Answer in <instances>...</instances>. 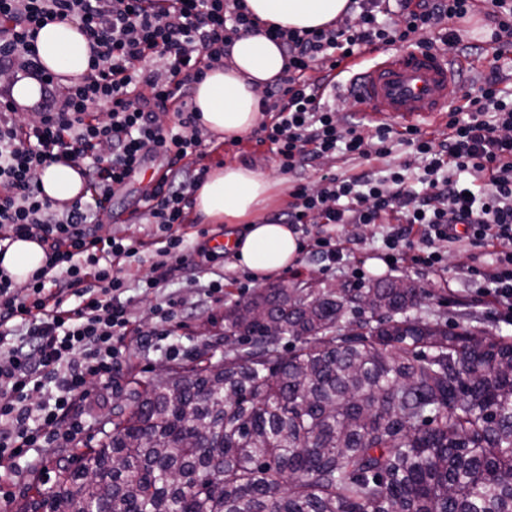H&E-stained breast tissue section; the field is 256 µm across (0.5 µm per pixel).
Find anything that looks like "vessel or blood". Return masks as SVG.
<instances>
[{
  "mask_svg": "<svg viewBox=\"0 0 512 512\" xmlns=\"http://www.w3.org/2000/svg\"><path fill=\"white\" fill-rule=\"evenodd\" d=\"M353 73L348 84H337L336 94L350 97L373 120L436 126L462 81L446 52L415 48L388 49L374 54L370 65L347 64Z\"/></svg>",
  "mask_w": 512,
  "mask_h": 512,
  "instance_id": "obj_1",
  "label": "vessel or blood"
}]
</instances>
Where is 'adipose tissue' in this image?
<instances>
[{
    "mask_svg": "<svg viewBox=\"0 0 512 512\" xmlns=\"http://www.w3.org/2000/svg\"><path fill=\"white\" fill-rule=\"evenodd\" d=\"M251 14L265 24L286 29L322 28L344 16L349 0H245ZM42 65L56 76L77 78L89 67V49L76 23L55 21L43 27L36 41ZM231 68L209 71L196 85L191 105L207 131L239 139L262 118L260 93L282 77L286 56L264 33H244L233 42ZM44 196L65 207L88 196L82 177L71 166L57 163L39 176ZM273 184L257 172L238 165L210 171L192 195V210L204 224H242L245 232L234 241L238 266L257 280L295 266L301 254L300 237L290 225L260 219L271 199ZM44 260L34 239L16 240L0 255V268L17 282L27 281Z\"/></svg>",
    "mask_w": 512,
    "mask_h": 512,
    "instance_id": "ef3b65f1",
    "label": "adipose tissue"
}]
</instances>
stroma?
I'll use <instances>...</instances> for the list:
<instances>
[{"label": "stroma", "instance_id": "1", "mask_svg": "<svg viewBox=\"0 0 512 512\" xmlns=\"http://www.w3.org/2000/svg\"><path fill=\"white\" fill-rule=\"evenodd\" d=\"M206 163L212 168L228 164L249 166L275 184L276 198L267 211L268 216L287 211L293 180L280 173L268 147L254 145L244 150L226 142L218 153L207 157ZM157 168V163H148L146 170L136 176L126 189L116 193L111 211L101 217L100 234L131 236L146 241L156 237V225L131 220L130 214L139 197L151 188L150 173ZM358 234L362 243L359 250L348 256L346 265L359 268L361 278L354 279L343 272L326 268L320 259L303 257L295 266L279 273V280L304 285L313 279L324 286L342 283L351 288H367L379 280L407 277L425 290L415 310L416 315L452 324L480 325L493 332L512 336V324L502 321L498 305L493 304L490 298L479 296L478 281L454 279L446 283L438 276L407 263L390 269L379 258L381 228L364 226L359 228ZM149 269V263L131 262L121 270L129 286V313L140 333L125 339L109 382L92 380L90 395L83 405V430L75 439L61 436L52 441L49 449L32 448L27 453L28 458L42 463L47 483L55 481L58 458L69 457L75 451L85 450L97 443L103 423L111 419L128 389L129 377L146 383L162 366L189 367L195 364L200 355L214 362L222 359L225 308L249 297L260 287L259 282L245 279L243 268L237 267L234 256L230 255L213 265L214 272L225 277L221 299L213 300L206 296L205 287L210 280L206 274L175 276L164 285L158 296L147 297L137 284ZM169 298L177 303L174 332L169 336L152 335V328L160 320L157 303ZM30 480L29 470L13 466L8 461L0 463V505H5L7 512H21Z\"/></svg>", "mask_w": 512, "mask_h": 512}]
</instances>
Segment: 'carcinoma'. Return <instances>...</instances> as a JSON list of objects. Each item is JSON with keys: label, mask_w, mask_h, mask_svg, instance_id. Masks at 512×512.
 <instances>
[{"label": "carcinoma", "mask_w": 512, "mask_h": 512, "mask_svg": "<svg viewBox=\"0 0 512 512\" xmlns=\"http://www.w3.org/2000/svg\"><path fill=\"white\" fill-rule=\"evenodd\" d=\"M420 298L259 289L225 310L224 359L131 380L129 411L32 478L23 512H512V338L414 316Z\"/></svg>", "instance_id": "1"}]
</instances>
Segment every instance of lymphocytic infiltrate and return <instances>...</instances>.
<instances>
[{
  "label": "lymphocytic infiltrate",
  "mask_w": 512,
  "mask_h": 512,
  "mask_svg": "<svg viewBox=\"0 0 512 512\" xmlns=\"http://www.w3.org/2000/svg\"><path fill=\"white\" fill-rule=\"evenodd\" d=\"M477 0H350L345 20L315 30L268 28L288 59V75L261 92L266 116L255 133L281 173L342 153L381 161L393 145L409 148L411 163L370 172L321 175L310 190L295 182L284 223L302 228L304 253L343 264L349 224L381 225L382 259L409 262L432 274L448 270L438 242L468 241L488 264L458 268L477 279L512 319V88L499 61L512 55V0H491L487 19L497 61L473 82L444 126L431 131L380 124L364 130L337 115L327 100L347 57L381 46L430 49L442 44L481 58L479 44L462 43L453 20L469 17ZM72 21L86 36L89 69L59 85L37 58L39 29ZM245 0H0V254L19 238L39 241L43 266L17 295L0 269V461H19L60 434L88 394L91 378L112 376V359L132 320L121 296L120 271L141 256L150 272L144 294L186 270H199L187 244L190 194L205 178L214 152L190 109L191 89L206 70L223 65L234 38L255 29ZM42 86L36 119L10 100L19 74ZM174 112L163 124L160 113ZM163 172L138 201L139 218L158 226L152 242L102 236L100 216L117 189L148 158ZM64 163L91 190L87 201L58 209L43 196L40 171ZM418 167L409 176L410 167ZM54 386L48 402L34 391Z\"/></svg>",
  "instance_id": "1"
}]
</instances>
